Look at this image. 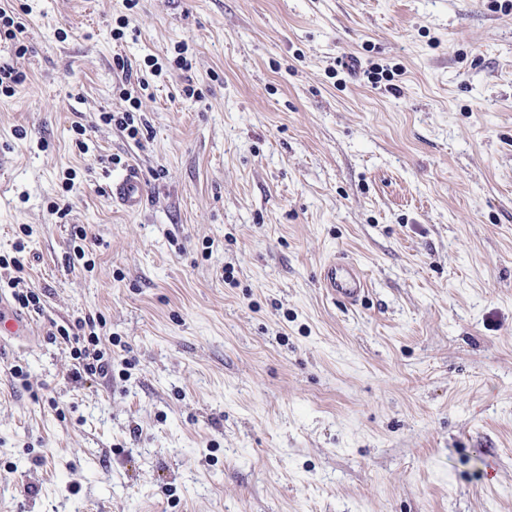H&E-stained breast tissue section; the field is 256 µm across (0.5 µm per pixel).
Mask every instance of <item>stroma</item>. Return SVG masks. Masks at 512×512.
Instances as JSON below:
<instances>
[{"instance_id": "obj_1", "label": "stroma", "mask_w": 512, "mask_h": 512, "mask_svg": "<svg viewBox=\"0 0 512 512\" xmlns=\"http://www.w3.org/2000/svg\"><path fill=\"white\" fill-rule=\"evenodd\" d=\"M4 3L0 297L41 308L0 346V512H512V0ZM88 316L112 373L76 380ZM15 8L11 5L0 7V40L11 41L15 48L16 55H25L28 46L22 42L21 35L24 33L25 25L16 21ZM112 202L127 213H138L144 205L146 184L139 170L130 166L119 178L112 181L110 187ZM326 292L346 306L358 305L368 293V283L359 265L346 259L326 264L323 271Z\"/></svg>"}]
</instances>
